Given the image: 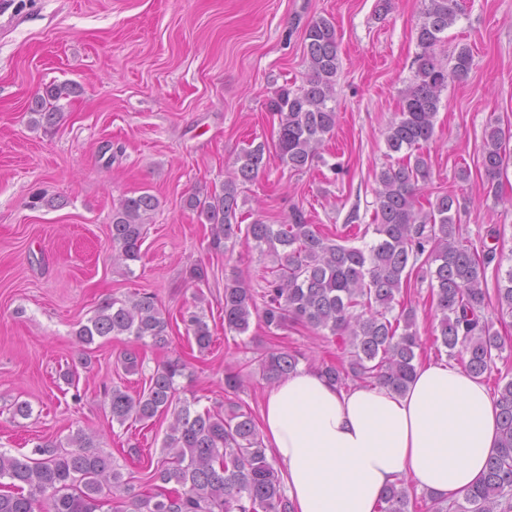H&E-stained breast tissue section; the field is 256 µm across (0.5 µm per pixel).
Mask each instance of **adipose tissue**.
Instances as JSON below:
<instances>
[{
	"instance_id": "ef3b65f1",
	"label": "adipose tissue",
	"mask_w": 512,
	"mask_h": 512,
	"mask_svg": "<svg viewBox=\"0 0 512 512\" xmlns=\"http://www.w3.org/2000/svg\"><path fill=\"white\" fill-rule=\"evenodd\" d=\"M499 409L462 365H417L404 392L343 388L300 368L267 390L263 439L295 512H377L387 488L409 479L455 501L498 446Z\"/></svg>"
}]
</instances>
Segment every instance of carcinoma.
I'll return each instance as SVG.
<instances>
[{
    "label": "carcinoma",
    "mask_w": 512,
    "mask_h": 512,
    "mask_svg": "<svg viewBox=\"0 0 512 512\" xmlns=\"http://www.w3.org/2000/svg\"><path fill=\"white\" fill-rule=\"evenodd\" d=\"M423 2L416 24L419 52L401 91L399 113L385 136L388 153L401 157L376 178L373 224L364 228L376 235L369 245H345L349 236L335 239L322 232L299 206L281 224L256 219L241 227L238 200L266 167L263 142L241 152L232 176L218 189L185 200L201 223L212 225V250L226 253L242 237L247 248L272 259L259 292L237 271L224 277V330L243 334L256 317L270 331L282 330L291 321L317 335L329 334L340 357L319 363L318 370L341 387L351 381L385 385L396 393L407 388L422 340L415 311L402 306L397 295L413 278L429 283L438 316L433 344L460 358L473 375L483 376L503 352L512 353V339L495 329L489 315L493 310L512 317V264L502 270V253L479 250L463 237L455 194L436 196L426 209L419 201V184L432 175L427 147L442 91L450 83L467 82L474 65L466 44L456 46L448 60L436 53L442 34L462 15L460 0ZM304 44L307 72L302 85H285L267 102L277 119V156L297 172L320 157L337 122L331 106L339 69L334 23L326 18L310 22ZM79 91L74 83L44 85L29 108V128L54 130L62 118L56 102ZM506 156L505 132L489 126L481 145L483 187L512 206V197H503L499 188ZM158 206V198L144 190L112 210L113 261L126 265L140 259L145 216ZM491 265L498 273L492 291L486 277ZM182 322L198 351H209L213 336L205 317L191 312ZM168 327L155 295L143 293L105 303L76 336L85 344L97 337L132 336L164 345ZM302 360L307 357L299 351L269 347L254 351L246 366L257 365L272 384L296 371ZM186 370L187 363L175 358L157 367L148 387L136 396L124 386L105 389L109 413L120 425L172 417L163 442L165 456L143 462L147 474L138 486L124 478L111 456L96 449L93 436L79 429L69 435L65 450L42 443L33 448L32 458L0 452V480L8 479L11 487L0 493V512H102L109 499L122 497L132 500L134 512H291L283 480L268 458L252 413L234 404L222 411L191 409L193 403L180 398L177 384ZM248 376L242 368L228 370L224 391H240ZM497 403L500 443L484 474L451 505L429 496L426 512H512V378L498 387ZM379 512H412L405 483L385 491Z\"/></svg>",
    "instance_id": "1"
}]
</instances>
